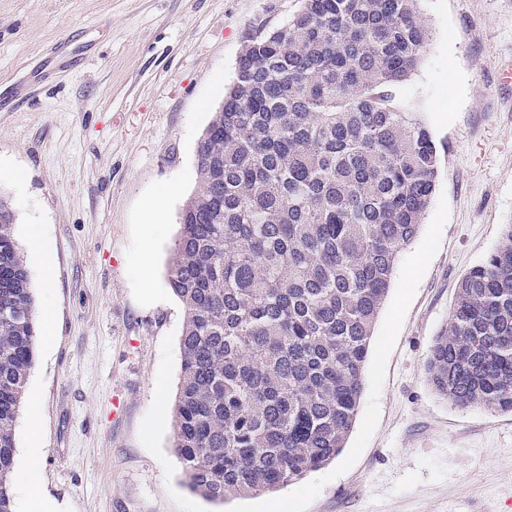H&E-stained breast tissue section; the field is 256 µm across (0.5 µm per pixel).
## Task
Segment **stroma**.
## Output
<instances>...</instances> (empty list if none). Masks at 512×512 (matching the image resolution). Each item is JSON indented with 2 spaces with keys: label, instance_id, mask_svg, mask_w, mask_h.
Masks as SVG:
<instances>
[{
  "label": "stroma",
  "instance_id": "35a3bbf8",
  "mask_svg": "<svg viewBox=\"0 0 512 512\" xmlns=\"http://www.w3.org/2000/svg\"><path fill=\"white\" fill-rule=\"evenodd\" d=\"M300 0H0V196L38 310L28 396L61 512H512V414L432 390L458 282L512 224V0H422L428 46L397 93L439 176L375 324L354 428L275 491L207 500L173 448L181 302L166 281L197 142L260 24ZM157 221H150V214ZM51 282H44V270Z\"/></svg>",
  "mask_w": 512,
  "mask_h": 512
}]
</instances>
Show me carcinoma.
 <instances>
[{"instance_id":"obj_1","label":"carcinoma","mask_w":512,"mask_h":512,"mask_svg":"<svg viewBox=\"0 0 512 512\" xmlns=\"http://www.w3.org/2000/svg\"><path fill=\"white\" fill-rule=\"evenodd\" d=\"M420 0H302L246 37L196 147L168 284L185 309L174 448L213 501L273 491L345 448L373 329L438 174L393 92L427 48ZM0 199V512L35 361L36 302ZM435 393L512 413V224L462 278L426 359Z\"/></svg>"}]
</instances>
